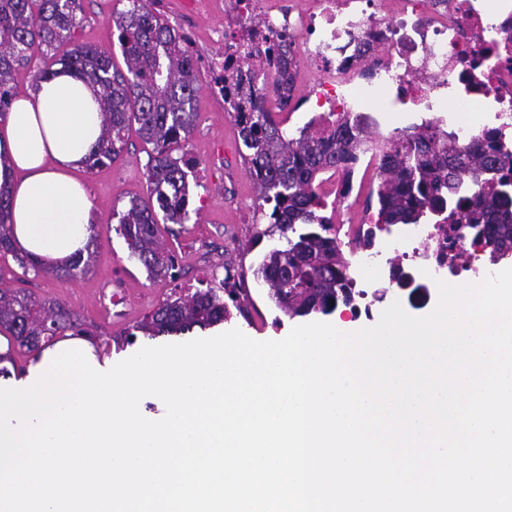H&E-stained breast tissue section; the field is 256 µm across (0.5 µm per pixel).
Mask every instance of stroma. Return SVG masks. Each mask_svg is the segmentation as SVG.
<instances>
[{
	"label": "stroma",
	"mask_w": 512,
	"mask_h": 512,
	"mask_svg": "<svg viewBox=\"0 0 512 512\" xmlns=\"http://www.w3.org/2000/svg\"><path fill=\"white\" fill-rule=\"evenodd\" d=\"M227 2L156 0L154 4L162 17L188 38L198 67V118L184 144L188 156L198 160L190 178L189 217L185 223L161 227V237L175 259L172 278L162 282L149 279L117 231L120 213L129 201L148 196L144 171L152 147L134 131L119 160L75 174L89 186L96 218L85 275L63 280L56 271L42 267L26 271L12 256L0 257V289L22 291L40 301L63 298L93 334L98 356L114 363L142 347L168 344L165 336L128 337V329L145 314L171 294H184L204 283L218 284L228 273L239 278L246 301L239 306L228 304L227 319L195 330V337H213L237 328L259 341L279 340L295 325L294 319L276 307L257 275L264 254L281 245L282 238L279 232L269 231L258 208V191L239 155L236 126L224 110L212 69L213 63L224 57V43L216 39L215 32L237 18ZM127 6V0H83L74 43L111 50L115 62H122L120 48L113 45L109 20L113 12ZM368 299L371 315H355L341 304L329 314H316L315 319L353 332L375 325L395 296L373 288Z\"/></svg>",
	"instance_id": "1"
}]
</instances>
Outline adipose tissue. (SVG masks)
<instances>
[{
	"label": "adipose tissue",
	"instance_id": "ef3b65f1",
	"mask_svg": "<svg viewBox=\"0 0 512 512\" xmlns=\"http://www.w3.org/2000/svg\"><path fill=\"white\" fill-rule=\"evenodd\" d=\"M101 134L91 85L61 66L14 98L0 126V194L10 201L14 246L47 267L86 253L93 222L86 186L73 176Z\"/></svg>",
	"mask_w": 512,
	"mask_h": 512
}]
</instances>
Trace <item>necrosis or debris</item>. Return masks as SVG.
Wrapping results in <instances>:
<instances>
[{
    "instance_id": "obj_1",
    "label": "necrosis or debris",
    "mask_w": 512,
    "mask_h": 512,
    "mask_svg": "<svg viewBox=\"0 0 512 512\" xmlns=\"http://www.w3.org/2000/svg\"><path fill=\"white\" fill-rule=\"evenodd\" d=\"M246 28L286 35L284 71L294 92L316 101L326 127L342 112H441L458 141L497 133L512 154V0H244ZM354 255L362 282L390 288L392 270L412 278L411 304L430 300L435 280L478 282L492 268L482 243L449 241L444 224H416Z\"/></svg>"
}]
</instances>
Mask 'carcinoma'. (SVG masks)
Returning <instances> with one entry per match:
<instances>
[{"label":"carcinoma","instance_id":"1","mask_svg":"<svg viewBox=\"0 0 512 512\" xmlns=\"http://www.w3.org/2000/svg\"><path fill=\"white\" fill-rule=\"evenodd\" d=\"M129 8L112 14L125 69L117 68L112 52L71 44L79 24L81 0H0V112L9 105L14 73L33 58L43 66L35 80L46 77L54 65L83 76L94 88L102 114V133L89 155L88 169L115 162L125 150V130L139 125L153 145L146 164L148 199H132L119 218L117 231L131 257L149 276L164 280L174 261L158 238L163 220L182 224L189 217L188 176L197 161L187 154L174 156L175 146L187 141L195 126L198 93L197 65L186 37L152 9L154 0H128ZM287 42L266 37L253 44L249 59L238 69L236 90L224 93L225 110L235 115L241 154L253 178L262 215L286 237V245L271 250L259 266L272 299L289 315L327 312L340 300L352 301L354 285L336 238L330 235L333 216L318 192L319 177L333 169L350 185L357 155L374 143L365 117L344 112L329 130L310 120L290 133L264 107L274 92L279 109L291 95L282 92L281 61ZM378 173L369 192L368 208L376 211L375 227L397 224L450 225L459 238L471 236L483 225L493 258L512 252V156L493 143L461 146L437 119L396 135L378 148ZM484 180L486 192L468 199L461 195L465 177ZM9 201L0 195V255H12L25 269L38 262L13 245L6 223ZM303 227L297 231L296 226ZM318 229H312V226ZM234 300L225 282L187 297L167 298L139 328L155 336L181 333L224 320L222 293ZM28 352L72 332L84 336L78 319L59 300L39 302L22 292L0 289V331Z\"/></svg>","mask_w":512,"mask_h":512}]
</instances>
